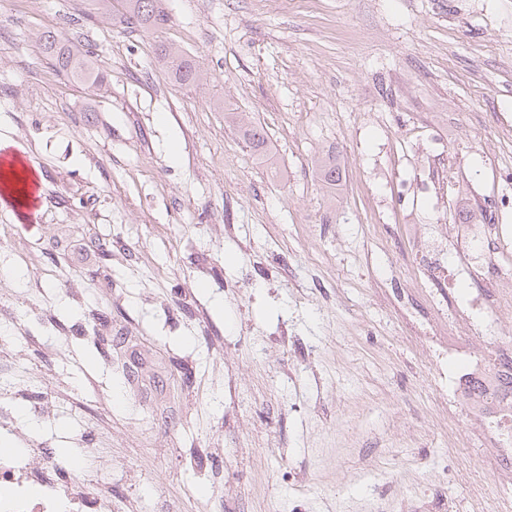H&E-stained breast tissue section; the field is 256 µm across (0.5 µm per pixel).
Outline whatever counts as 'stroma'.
<instances>
[{"label": "stroma", "instance_id": "stroma-1", "mask_svg": "<svg viewBox=\"0 0 512 512\" xmlns=\"http://www.w3.org/2000/svg\"><path fill=\"white\" fill-rule=\"evenodd\" d=\"M160 6L147 34L119 0H0V145L43 191L25 223L0 205V435L51 449L84 492L106 482L124 512H225L230 495L481 512L485 439L461 414L471 445L449 451L435 420L466 342L446 332L437 361L426 334L494 285L465 237L512 227V0ZM45 29L90 52L104 90L55 68ZM159 41L209 80L173 83Z\"/></svg>", "mask_w": 512, "mask_h": 512}]
</instances>
